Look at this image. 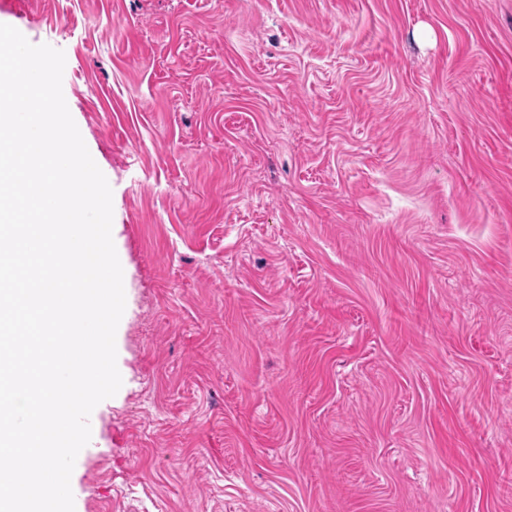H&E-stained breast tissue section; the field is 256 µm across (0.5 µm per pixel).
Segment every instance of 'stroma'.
Masks as SVG:
<instances>
[{
    "label": "stroma",
    "instance_id": "1",
    "mask_svg": "<svg viewBox=\"0 0 512 512\" xmlns=\"http://www.w3.org/2000/svg\"><path fill=\"white\" fill-rule=\"evenodd\" d=\"M113 192L75 512H512V0H0Z\"/></svg>",
    "mask_w": 512,
    "mask_h": 512
}]
</instances>
